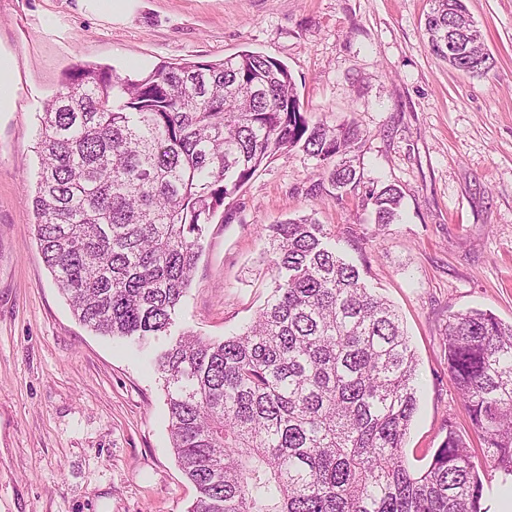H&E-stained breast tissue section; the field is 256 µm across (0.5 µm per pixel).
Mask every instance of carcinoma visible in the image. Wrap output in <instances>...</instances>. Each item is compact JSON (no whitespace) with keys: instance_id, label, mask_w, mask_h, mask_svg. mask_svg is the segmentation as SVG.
<instances>
[{"instance_id":"cac0c4a2","label":"carcinoma","mask_w":512,"mask_h":512,"mask_svg":"<svg viewBox=\"0 0 512 512\" xmlns=\"http://www.w3.org/2000/svg\"><path fill=\"white\" fill-rule=\"evenodd\" d=\"M464 0H434L430 50L483 74ZM473 42L460 56L459 44ZM351 124H312L288 68L257 52L163 63L131 79L78 64L44 106L36 236L79 322L101 336H168L205 225L279 152L301 148L338 191ZM401 191H371L392 224ZM272 294L243 332L182 335L156 359L191 512H482L475 456L448 430L417 471L402 448L417 407L416 359L395 310L331 245L323 225L267 229ZM448 372L487 456L512 476V324L449 317Z\"/></svg>"}]
</instances>
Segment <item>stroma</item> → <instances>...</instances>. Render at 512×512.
<instances>
[{"instance_id":"35a3bbf8","label":"stroma","mask_w":512,"mask_h":512,"mask_svg":"<svg viewBox=\"0 0 512 512\" xmlns=\"http://www.w3.org/2000/svg\"><path fill=\"white\" fill-rule=\"evenodd\" d=\"M465 3L492 59L481 75L431 52V0H136L112 21L83 0H0V49L13 53L18 85L13 111L0 112V512H189L197 496L151 365L166 338L92 333L38 248L43 104L80 62L133 78L258 52L288 68L310 123L355 124L356 188L337 193L295 148L225 201L174 330L241 332L271 293L264 228L313 217L394 305L415 352L406 464L423 467L451 429L480 455L445 332L471 309L512 322V0ZM389 184L402 192L400 216L378 225L365 196ZM478 472L494 506L503 476L481 455Z\"/></svg>"}]
</instances>
